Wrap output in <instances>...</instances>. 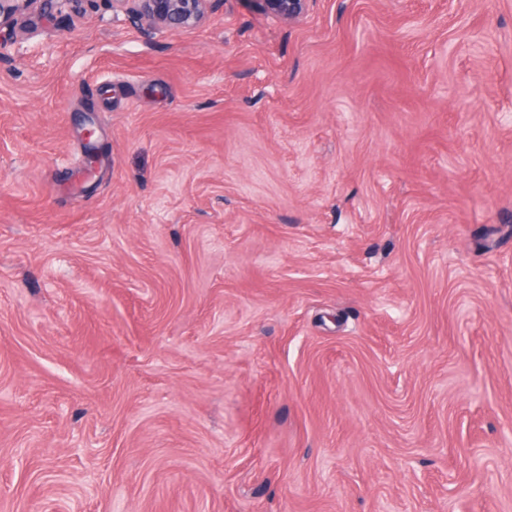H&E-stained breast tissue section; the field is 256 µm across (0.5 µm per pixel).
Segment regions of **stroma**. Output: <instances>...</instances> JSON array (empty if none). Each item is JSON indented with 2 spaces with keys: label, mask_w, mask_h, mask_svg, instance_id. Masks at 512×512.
Segmentation results:
<instances>
[{
  "label": "stroma",
  "mask_w": 512,
  "mask_h": 512,
  "mask_svg": "<svg viewBox=\"0 0 512 512\" xmlns=\"http://www.w3.org/2000/svg\"><path fill=\"white\" fill-rule=\"evenodd\" d=\"M0 512H512V0L0 47Z\"/></svg>",
  "instance_id": "stroma-1"
}]
</instances>
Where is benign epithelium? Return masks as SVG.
<instances>
[{
	"label": "benign epithelium",
	"instance_id": "obj_1",
	"mask_svg": "<svg viewBox=\"0 0 512 512\" xmlns=\"http://www.w3.org/2000/svg\"><path fill=\"white\" fill-rule=\"evenodd\" d=\"M35 0H0V30L12 26L15 16L24 13ZM112 10L147 31L187 29L199 24L207 9L221 0H110ZM268 16L287 23L301 19L312 0H255Z\"/></svg>",
	"mask_w": 512,
	"mask_h": 512
}]
</instances>
